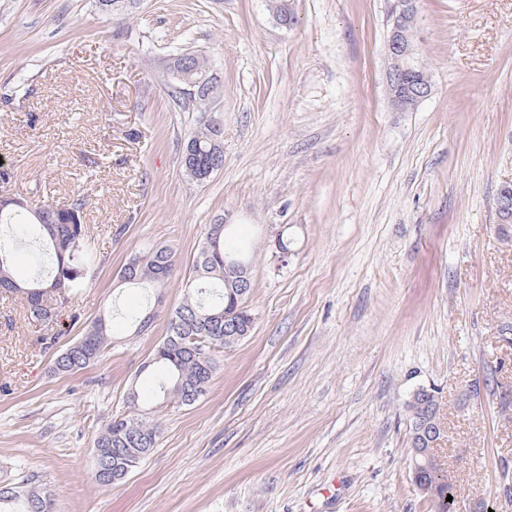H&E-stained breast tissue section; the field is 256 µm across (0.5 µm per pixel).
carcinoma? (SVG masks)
Listing matches in <instances>:
<instances>
[{
	"mask_svg": "<svg viewBox=\"0 0 512 512\" xmlns=\"http://www.w3.org/2000/svg\"><path fill=\"white\" fill-rule=\"evenodd\" d=\"M210 124L200 126L188 138L193 147L198 170L212 162ZM85 200L81 197L67 202L47 200L34 210L17 203L0 209V227L8 234L0 237V290L22 296L27 319L49 327L57 321L62 304L69 303L77 288V268L83 260V244L87 224L83 221ZM36 237L39 246L33 261L37 269L51 265L45 277L18 280L13 274L15 246ZM226 229L222 224H210L193 260L192 279L186 282V293L168 321L167 335L156 347L151 359L154 367L153 387L166 403L192 405L203 397L217 367L216 350L230 349L248 337L253 329V317L245 307L246 300L233 302L224 280ZM172 252L163 246H151L131 256L125 263L126 283L144 289L167 285L174 271ZM233 314L240 326L239 335H224V312ZM111 345V329L106 318H98L85 326L82 335L56 351L50 370L55 375H72L98 362ZM435 395L416 397L408 404L410 424L418 415L431 409ZM160 433L158 422L138 413L113 416L98 433L94 454L105 458L107 477H94L101 488L122 481L134 469L131 461L141 463L155 447ZM438 501V512H451L453 494L448 479L436 480L430 473L420 476ZM0 512H53L51 494L24 477L14 485L0 486Z\"/></svg>",
	"mask_w": 512,
	"mask_h": 512,
	"instance_id": "carcinoma-1",
	"label": "carcinoma"
}]
</instances>
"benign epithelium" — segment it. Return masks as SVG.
I'll use <instances>...</instances> for the list:
<instances>
[{"instance_id": "1", "label": "benign epithelium", "mask_w": 512, "mask_h": 512, "mask_svg": "<svg viewBox=\"0 0 512 512\" xmlns=\"http://www.w3.org/2000/svg\"><path fill=\"white\" fill-rule=\"evenodd\" d=\"M392 15L393 25L387 38L386 81L393 110L409 112L432 93L431 82L420 67L417 51V0H395ZM497 210L500 223H512V185L501 188L497 198ZM443 438L440 410L433 409L421 419L414 434V482H419L422 469L435 474L443 470L441 460L433 455Z\"/></svg>"}]
</instances>
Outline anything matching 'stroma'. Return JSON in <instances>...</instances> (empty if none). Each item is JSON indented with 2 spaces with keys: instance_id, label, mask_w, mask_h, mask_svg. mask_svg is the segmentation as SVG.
Returning <instances> with one entry per match:
<instances>
[{
  "instance_id": "obj_1",
  "label": "stroma",
  "mask_w": 512,
  "mask_h": 512,
  "mask_svg": "<svg viewBox=\"0 0 512 512\" xmlns=\"http://www.w3.org/2000/svg\"><path fill=\"white\" fill-rule=\"evenodd\" d=\"M431 96L393 111L390 0H0V195L80 196L84 286L53 329L0 293V486L34 476L56 512H435L412 480L408 404L432 388L454 512H512V0H418ZM218 88L173 86L182 52ZM221 121L224 166L182 167ZM251 261L253 330L195 404L109 488L94 441L162 342L207 225ZM288 239L280 257L275 240ZM149 245L160 297L118 272ZM153 314L135 336L128 313ZM108 316L113 343L70 376L63 347Z\"/></svg>"
}]
</instances>
